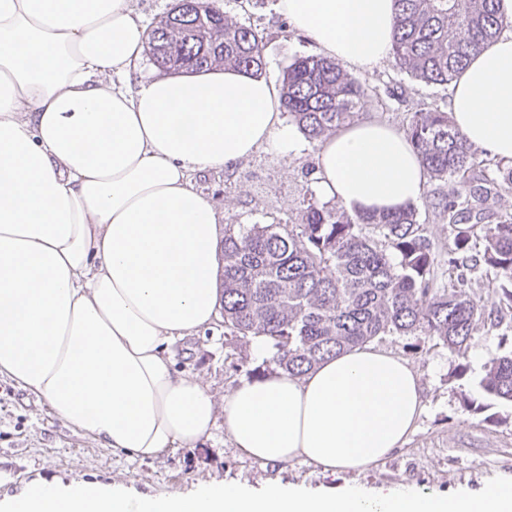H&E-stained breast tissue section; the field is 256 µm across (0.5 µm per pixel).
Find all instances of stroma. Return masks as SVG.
Segmentation results:
<instances>
[{
    "label": "stroma",
    "mask_w": 512,
    "mask_h": 512,
    "mask_svg": "<svg viewBox=\"0 0 512 512\" xmlns=\"http://www.w3.org/2000/svg\"><path fill=\"white\" fill-rule=\"evenodd\" d=\"M276 0H221L224 13L264 35L266 75L282 77L294 58L312 56L315 44L295 30L275 8ZM366 95L365 117L403 128L410 112L424 107H450V85L424 83L386 60L361 75ZM287 141L264 145L230 169L215 168L194 176L195 189L211 200L220 224H297L303 201L315 192L316 144L284 118ZM456 179L429 182L417 205L438 254L452 245L451 229L435 212V193H454ZM473 291L484 300L485 326L472 336L466 359L423 336H386L381 348L398 354L417 369L423 388L424 411L407 442L384 462L362 474L322 472L304 460L259 466L241 457L223 428L193 448H171L156 458L141 460L129 451L108 448L61 420L43 399L0 376V501L20 495L33 481H82L121 484L136 494L153 496L187 492L218 482L253 489L267 484H303L337 488L407 485L421 492L445 495L460 488L480 491L495 477L512 478V404L482 394L479 381L485 365L512 350V315L499 317L488 292L485 269L471 275ZM254 338L226 347L224 320L177 348L173 367L195 375L223 404L257 366L275 371L254 349ZM465 373H458L459 362ZM482 403L478 412L465 410L464 397Z\"/></svg>",
    "instance_id": "1"
}]
</instances>
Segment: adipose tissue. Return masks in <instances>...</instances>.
Wrapping results in <instances>:
<instances>
[{"label": "adipose tissue", "instance_id": "ef3b65f1", "mask_svg": "<svg viewBox=\"0 0 512 512\" xmlns=\"http://www.w3.org/2000/svg\"><path fill=\"white\" fill-rule=\"evenodd\" d=\"M506 29L452 83L456 127L512 159V0ZM350 72L392 53L395 0H278ZM131 0H0V375L66 423L153 458L216 423L262 464L363 471L423 411L417 370L366 344L301 377L239 384L216 406L171 347L218 314L221 228L191 176L230 167L285 131L270 77L216 68L116 85L143 56ZM317 190L348 211L419 203L426 172L376 119L318 146Z\"/></svg>", "mask_w": 512, "mask_h": 512}]
</instances>
